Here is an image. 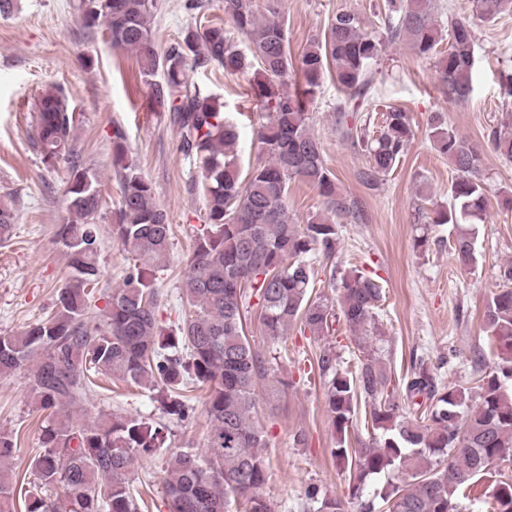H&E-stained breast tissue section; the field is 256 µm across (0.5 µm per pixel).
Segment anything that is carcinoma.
I'll return each mask as SVG.
<instances>
[{
	"mask_svg": "<svg viewBox=\"0 0 512 512\" xmlns=\"http://www.w3.org/2000/svg\"><path fill=\"white\" fill-rule=\"evenodd\" d=\"M156 0H78L83 26H104L115 50L134 54L153 102L169 114L181 151L195 158L204 178L205 224L197 234L189 272L182 284L188 307L182 323L167 330L157 319L160 292L156 273L168 267L172 227L155 201V190L128 158L126 138L112 136V166L120 183L112 235L135 254L119 288L112 290L101 317L92 315L99 276L97 215L102 202L98 180L75 160L78 118L63 92L43 91L36 103L34 149L51 167L69 161L65 187L67 222L57 243L69 274L56 292L53 313L22 331L0 335V376L22 371L39 408L54 419L41 431V450L30 469L36 476L27 512H139L130 488L140 460L165 443L163 427L113 413L75 424L93 377L133 384L157 401L162 413L180 422L192 418L188 389L207 392L209 430L206 452H174L164 479L167 512H271L262 496L267 479L268 443L254 421L258 384L286 387L288 380L254 350L242 329V314L257 298L264 335H288L299 324L325 336L337 319L367 332L382 301L378 279L355 266L340 277L338 307L312 299L314 272L308 257L330 261L336 255V224L316 218L295 223L288 210L289 183L316 187L327 209L361 218L360 208L336 192L323 160L321 142L309 129L306 102L322 78L333 74L347 99L336 107L341 135L358 144L368 158L363 180L375 184L398 167L414 137L408 113L389 108L379 130L354 122L351 104L371 81L369 68L382 52V41L365 32L361 19L340 12L323 38H314L298 58L289 49L286 29L275 19L261 20L254 0H224L242 52L224 25L187 27L180 41L161 52L150 28ZM432 0H385L387 37L406 40L421 57L436 59L438 75L465 99L471 91L475 32L471 16L450 20L448 49L438 50L442 30ZM512 11V0H473L472 16L494 21ZM218 66L231 73L252 72L248 92L260 101L265 122L255 132L258 159L240 177L238 133L217 98L204 95L188 72ZM295 78L287 91L288 79ZM433 148L448 157L458 177L451 202L436 211V224H477L486 212L481 160L484 148L512 158V133L493 128L484 142L461 137L436 114L429 122ZM11 200H0V243L12 237ZM453 255L467 268L478 261L472 233L458 234ZM502 285L488 299L483 320L501 363L479 379L477 391L445 385L434 368L419 359L403 379L402 403L380 358L366 353L355 370L337 367L328 346L319 368L332 373L326 386V412L333 431L331 455L353 467L352 497L358 512H461L473 480L512 459V261L499 270ZM428 402L419 417L406 407L417 398ZM477 400L475 408L469 401ZM369 408L372 433L350 447V429L359 403ZM17 448L12 433L0 431V512H15V491L8 468ZM397 471L401 484L385 483L365 493L368 481ZM493 512H512V479L488 487ZM312 512H344L342 504L311 485L305 493Z\"/></svg>",
	"mask_w": 512,
	"mask_h": 512,
	"instance_id": "carcinoma-1",
	"label": "carcinoma"
}]
</instances>
